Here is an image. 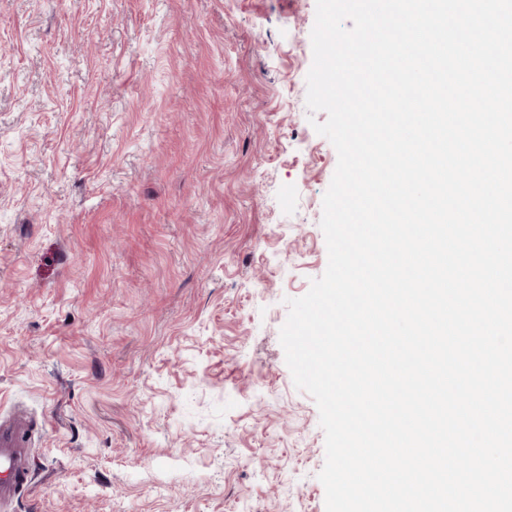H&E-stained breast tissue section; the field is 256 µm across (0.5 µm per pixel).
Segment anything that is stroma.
<instances>
[{
  "label": "stroma",
  "instance_id": "obj_1",
  "mask_svg": "<svg viewBox=\"0 0 512 512\" xmlns=\"http://www.w3.org/2000/svg\"><path fill=\"white\" fill-rule=\"evenodd\" d=\"M316 0H0V512H325L279 332L328 262ZM22 430L20 425H0V504L13 501L30 476V449L20 437Z\"/></svg>",
  "mask_w": 512,
  "mask_h": 512
}]
</instances>
